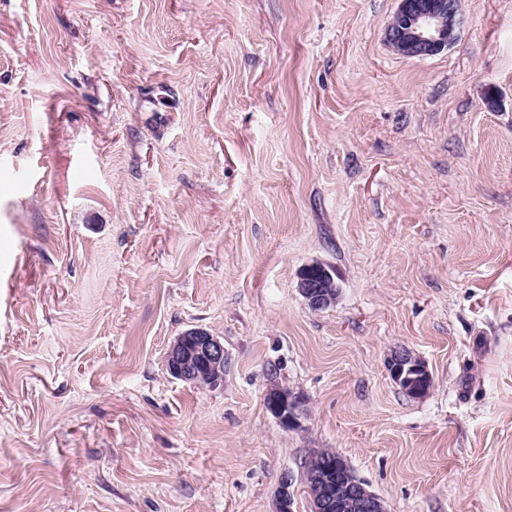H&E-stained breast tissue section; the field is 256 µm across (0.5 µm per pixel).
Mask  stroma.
<instances>
[{
    "label": "stroma",
    "mask_w": 512,
    "mask_h": 512,
    "mask_svg": "<svg viewBox=\"0 0 512 512\" xmlns=\"http://www.w3.org/2000/svg\"><path fill=\"white\" fill-rule=\"evenodd\" d=\"M398 6L0 0V512H275L286 473L310 512L315 449L385 512H512V0L424 58ZM195 327L218 388L166 369ZM333 274L322 264L304 266L299 273L298 290L308 307L320 311L336 302L332 289ZM392 378L413 398L424 397L432 386V377L424 362L406 350L394 352L388 360ZM264 405L284 427L289 428L296 424L300 400L287 387L279 383L268 387L264 395Z\"/></svg>",
    "instance_id": "1"
}]
</instances>
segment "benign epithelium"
I'll return each instance as SVG.
<instances>
[{
  "instance_id": "obj_1",
  "label": "benign epithelium",
  "mask_w": 512,
  "mask_h": 512,
  "mask_svg": "<svg viewBox=\"0 0 512 512\" xmlns=\"http://www.w3.org/2000/svg\"><path fill=\"white\" fill-rule=\"evenodd\" d=\"M459 0H400L386 30V41L397 53L408 58H423L444 52L457 35ZM333 274L322 264L304 266L299 273L298 290L308 307L320 311L336 302L331 290ZM166 366L170 374L184 382L196 383L204 377L209 387L224 383V341L205 329L184 331L169 345ZM392 378L413 398L425 396L432 377L424 362L406 350L394 352L388 360ZM266 409L289 428L296 424L300 400L278 384L264 395ZM316 492L312 493V512H385L381 500L352 477L345 460L333 455L316 473ZM291 475L284 474L278 493L283 512H293L294 492Z\"/></svg>"
}]
</instances>
